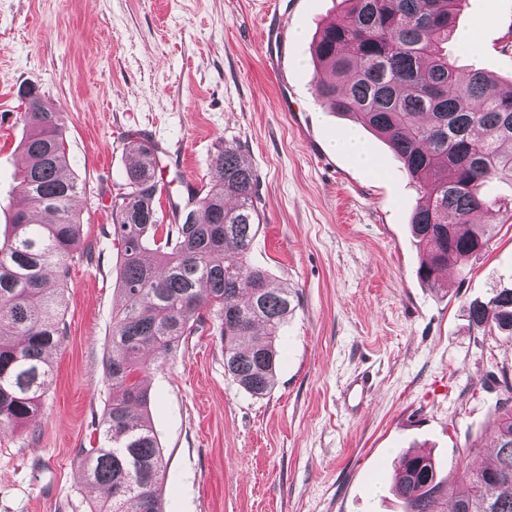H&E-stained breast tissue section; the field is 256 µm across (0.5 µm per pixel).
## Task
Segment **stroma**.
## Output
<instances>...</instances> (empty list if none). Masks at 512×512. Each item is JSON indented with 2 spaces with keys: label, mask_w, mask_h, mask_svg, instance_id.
Here are the masks:
<instances>
[{
  "label": "stroma",
  "mask_w": 512,
  "mask_h": 512,
  "mask_svg": "<svg viewBox=\"0 0 512 512\" xmlns=\"http://www.w3.org/2000/svg\"><path fill=\"white\" fill-rule=\"evenodd\" d=\"M263 0H0V237L11 221L25 106L37 87L63 112L83 224L68 281L67 336L41 411L0 432V512H90L80 451L95 446L109 398L104 343L121 304L112 198L134 162L126 139L176 150L159 214L213 176L217 146H240L259 175L264 221L248 252L288 288L267 396L224 371L219 336H190L147 382L168 462L166 512H404L396 457L431 453L457 479L492 460V429L512 375V336L474 330L471 302L512 286V223L439 287L421 281L409 224L417 191L386 143L358 134L369 161L332 148L348 117L313 95L312 45L340 0H282L277 63L258 50ZM449 40L460 67L512 79V0H467ZM370 374L362 409L346 386ZM478 451L467 454L468 445Z\"/></svg>",
  "instance_id": "35a3bbf8"
}]
</instances>
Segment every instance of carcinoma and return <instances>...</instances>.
Here are the masks:
<instances>
[{
    "mask_svg": "<svg viewBox=\"0 0 512 512\" xmlns=\"http://www.w3.org/2000/svg\"><path fill=\"white\" fill-rule=\"evenodd\" d=\"M345 16L313 46L321 77L315 95L388 143L398 168L418 184L411 229L422 249L419 279L479 256L488 225L477 213L512 221V83L462 70L444 45L466 0H344ZM19 198L11 232L0 243V430L16 429L40 410L50 389L52 352L66 336V291L81 219L79 183L67 175L63 115L38 93L23 95ZM136 162L125 191L112 198V236L121 244L116 286L122 304L107 337L110 389L97 446L80 451L84 481L98 493L91 512H165L167 462L150 417L142 375L210 322L224 342L225 372L248 394L274 386L280 328L294 310L288 289L247 262L262 224L259 176L237 146L213 159L214 176L188 191L173 221L160 224L149 142L131 137ZM470 325L512 333V287L491 289L468 306ZM498 405L495 459L450 485L426 454L395 462V491L406 512H512V378Z\"/></svg>",
    "mask_w": 512,
    "mask_h": 512,
    "instance_id": "cac0c4a2",
    "label": "carcinoma"
}]
</instances>
